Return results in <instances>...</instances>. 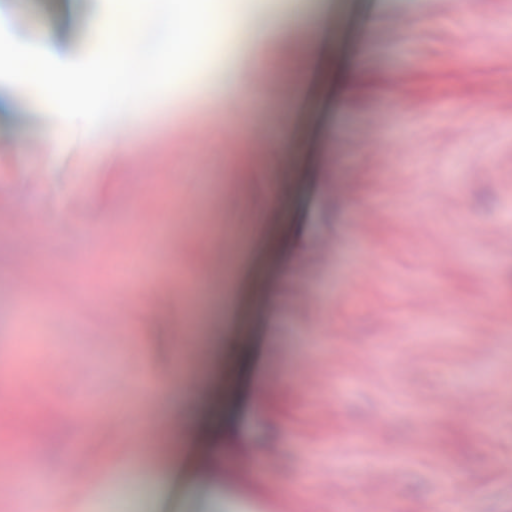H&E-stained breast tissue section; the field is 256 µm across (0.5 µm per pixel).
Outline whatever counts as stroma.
<instances>
[{"instance_id": "stroma-1", "label": "stroma", "mask_w": 512, "mask_h": 512, "mask_svg": "<svg viewBox=\"0 0 512 512\" xmlns=\"http://www.w3.org/2000/svg\"><path fill=\"white\" fill-rule=\"evenodd\" d=\"M110 0H0V53L53 31L91 85ZM294 53L324 25L321 65L271 64L221 94L255 46L249 22L197 64L153 55L139 122H45L38 85H0V481L41 467L85 474L59 512H512V0H270ZM279 148L247 173L256 133ZM54 166H47L48 155ZM64 212L68 223L39 222ZM224 235L220 303L205 244ZM193 281L182 307L173 277ZM209 359L178 361L207 342ZM183 392L142 396V378ZM234 418L223 437L181 411ZM112 420L111 432L98 427ZM187 448L191 487L153 467L116 473L132 440ZM95 455L82 453V446Z\"/></svg>"}]
</instances>
